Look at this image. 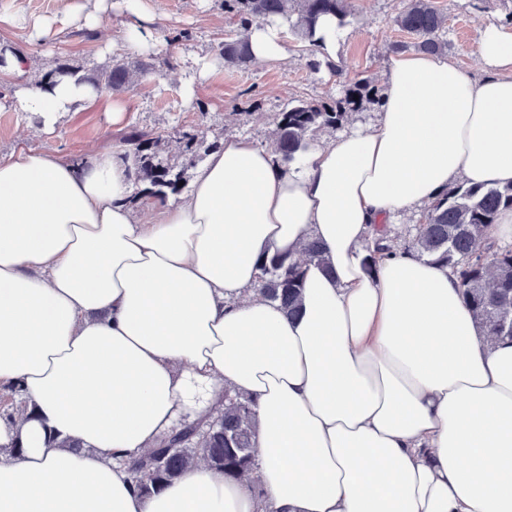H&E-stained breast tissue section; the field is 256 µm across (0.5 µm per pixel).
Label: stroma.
<instances>
[{
	"instance_id": "stroma-1",
	"label": "stroma",
	"mask_w": 512,
	"mask_h": 512,
	"mask_svg": "<svg viewBox=\"0 0 512 512\" xmlns=\"http://www.w3.org/2000/svg\"><path fill=\"white\" fill-rule=\"evenodd\" d=\"M162 21L152 52H126L122 58L141 63L145 72L121 94L103 89L94 104L67 113L50 132L39 131L38 120L15 104L17 80L0 75V156L21 150L50 149L71 162L85 160L91 152L121 149L125 127H137L160 136L161 145L177 152L182 129L208 136L238 135L270 147V133L278 112L292 99L319 100L337 95L342 86L361 78L383 81L392 42L403 34L393 18L404 0H354L345 38L336 49L338 73L313 69L300 43L286 38L288 57L282 61L251 62L243 67L219 63L220 45L236 27L222 0H152ZM448 17L447 55L472 77L483 75L477 54L481 27L502 23L507 11L502 0H435ZM0 12L51 22L48 36L31 42L19 27L0 25V43L25 53L33 71L45 72L62 57L93 73L110 62L109 46L125 17L105 11L97 27L88 28L64 15L58 0H0ZM218 65L204 70L208 60ZM128 105L126 126L113 125L107 108L113 97Z\"/></svg>"
}]
</instances>
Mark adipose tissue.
Instances as JSON below:
<instances>
[{
	"label": "adipose tissue",
	"mask_w": 512,
	"mask_h": 512,
	"mask_svg": "<svg viewBox=\"0 0 512 512\" xmlns=\"http://www.w3.org/2000/svg\"><path fill=\"white\" fill-rule=\"evenodd\" d=\"M116 51L155 49L150 0H60ZM258 61L287 55L252 27ZM474 79L441 54L389 55L373 127L282 170L225 139L188 193L149 216L123 151L76 165L0 157V512H512V339L488 341L445 266L406 249L372 262L375 225L452 184L512 183V26L486 24ZM97 92L20 90L52 126ZM316 240L302 309L253 295L265 252ZM233 390L253 402L259 492L201 465L139 494L118 458ZM76 449L66 448V441Z\"/></svg>",
	"instance_id": "obj_1"
}]
</instances>
